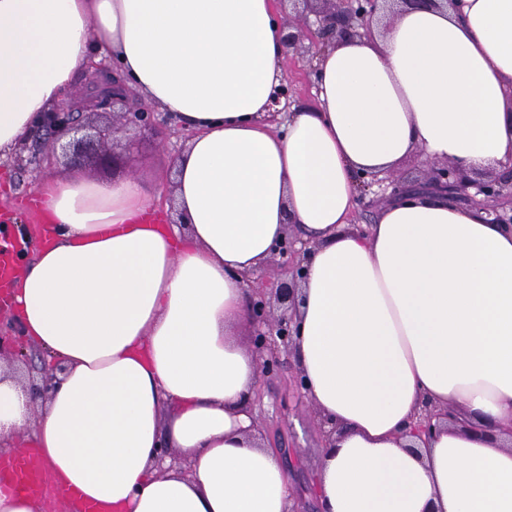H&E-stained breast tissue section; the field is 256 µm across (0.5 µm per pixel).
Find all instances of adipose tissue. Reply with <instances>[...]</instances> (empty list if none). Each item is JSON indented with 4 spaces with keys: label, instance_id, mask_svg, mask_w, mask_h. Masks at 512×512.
Listing matches in <instances>:
<instances>
[{
    "label": "adipose tissue",
    "instance_id": "obj_1",
    "mask_svg": "<svg viewBox=\"0 0 512 512\" xmlns=\"http://www.w3.org/2000/svg\"><path fill=\"white\" fill-rule=\"evenodd\" d=\"M282 35L276 0H0V156L104 56L189 133L180 223L133 178L38 185L45 223L7 311L63 371L37 405L0 361V454L36 448L52 483L0 489V512H292L249 412L244 282L292 224L309 244L294 355L336 424L321 512H512V231L416 192L349 227L360 174L512 157V0L406 8L327 47L316 106L274 125ZM425 403L457 415L426 441L407 432Z\"/></svg>",
    "mask_w": 512,
    "mask_h": 512
}]
</instances>
